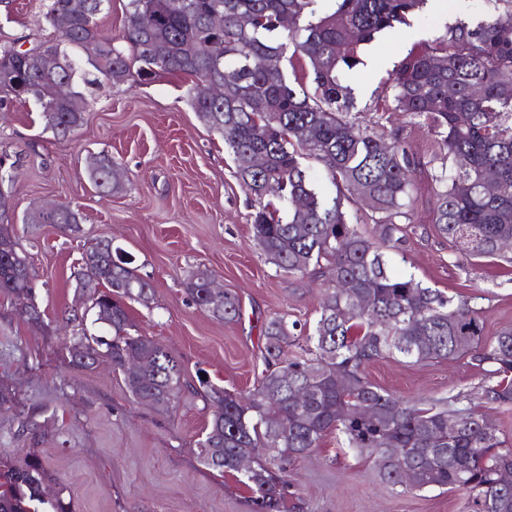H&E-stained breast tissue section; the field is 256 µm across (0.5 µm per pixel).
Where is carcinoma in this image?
Returning a JSON list of instances; mask_svg holds the SVG:
<instances>
[{"label": "carcinoma", "mask_w": 512, "mask_h": 512, "mask_svg": "<svg viewBox=\"0 0 512 512\" xmlns=\"http://www.w3.org/2000/svg\"><path fill=\"white\" fill-rule=\"evenodd\" d=\"M111 0H47L42 18L55 36L37 46L62 57L54 72L36 54H17L0 45V106L33 102L44 130L65 138L84 120L87 89L103 77L111 84L149 82L165 75L187 78L188 101L198 117L239 157L258 154L259 168L238 167L241 185L257 202L253 233L265 257L290 276L328 273L330 281L301 354L288 356L299 340L297 322L274 317L260 330L266 375L248 396L198 379L191 387L176 358L148 336L132 335L123 300L148 305L151 283L131 260L110 261L96 241L83 255L79 280L92 295V325L69 337L70 363L90 369L95 355L124 373L129 392L161 411L170 410L192 389L209 409L198 441L200 462L236 472L238 457L252 454L241 482L260 493L257 506L275 512L290 487L288 466L320 447L336 432L338 444L372 459L380 477L394 487L426 490L450 487L468 492L475 512H512V485L499 481L512 471V443L497 435L480 407L512 406V329L490 336L480 311L425 286L411 274L393 270L404 251L401 221L414 210L418 162L394 131L361 126L352 120L354 89L341 74L361 64L360 46L406 20L426 0H336L323 15L314 0H127L122 41L104 37L98 16ZM493 11L474 27L461 24L409 53L395 66L393 111L425 124L439 153L434 168V227L457 246L456 265L484 259L511 264L498 244L512 238V0H492ZM224 13V27L212 15ZM289 15L292 28L281 26ZM242 15L251 24H239ZM95 39L99 51L81 59ZM192 41L198 52L181 53ZM280 56L271 70L266 60ZM442 58L446 65L439 66ZM224 86L220 100L207 85ZM60 84L67 96L56 93ZM316 159L335 187L326 196L311 179L305 161ZM90 181L102 195L121 191L123 174L103 153L87 157ZM488 170L498 190H484ZM372 197V209H344L356 202L358 188ZM14 211L0 189V291L23 302L22 314L38 322L31 302L28 255L11 234ZM25 224H57L80 231V216L61 205L52 216L35 209ZM206 270L187 279L193 304L226 322L241 316L238 296L211 297ZM351 285V293L342 288ZM131 356L150 370L125 373ZM385 357L408 363L469 358L481 379L470 391L410 403L374 384L366 367ZM345 380L339 388L336 381ZM308 390L301 408L290 394ZM405 464L413 483L400 476ZM42 461L32 457L19 467L0 466V512H44Z\"/></svg>", "instance_id": "1"}]
</instances>
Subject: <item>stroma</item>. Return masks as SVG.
<instances>
[{"mask_svg": "<svg viewBox=\"0 0 512 512\" xmlns=\"http://www.w3.org/2000/svg\"><path fill=\"white\" fill-rule=\"evenodd\" d=\"M40 0H0V44L29 49L51 36ZM448 19L430 7L361 46L360 65L344 73L361 106L360 120L398 130L424 159L415 177V210L405 225V258L395 271L482 309L488 333L512 328V266L486 260L455 266L454 245L433 224V139L426 127L390 111L391 73L407 52L460 24L476 25L491 0H442ZM91 105L74 136L61 140L43 129L32 103L0 112V155L19 164L7 190L16 216L13 234L29 256L31 323L18 300L0 292V460L16 465L39 456L52 476L48 497L72 491L70 512H254L252 489L237 474L203 466L197 442L209 415L201 397L186 393L160 412L135 399L121 373L103 365L77 369L62 340L69 319L83 316L75 274L83 250L98 239L131 253L152 286L150 306L129 303L132 334L149 336L180 362L185 379L199 371L234 391L260 382L265 365L258 336L273 316L313 323L321 281L292 277L266 260L252 231V201L235 176L222 137L187 101L183 79L90 90ZM105 152L124 173V188L101 196L86 175L88 154ZM48 203L79 210L81 231L22 218ZM211 272L241 300L239 320L203 313L185 290L190 272ZM366 375L406 400L435 399L476 386L467 360L405 363L384 358ZM293 485L283 512H462L459 490L403 494L383 483L372 462L339 448L335 434L292 465Z\"/></svg>", "mask_w": 512, "mask_h": 512, "instance_id": "35a3bbf8", "label": "stroma"}]
</instances>
